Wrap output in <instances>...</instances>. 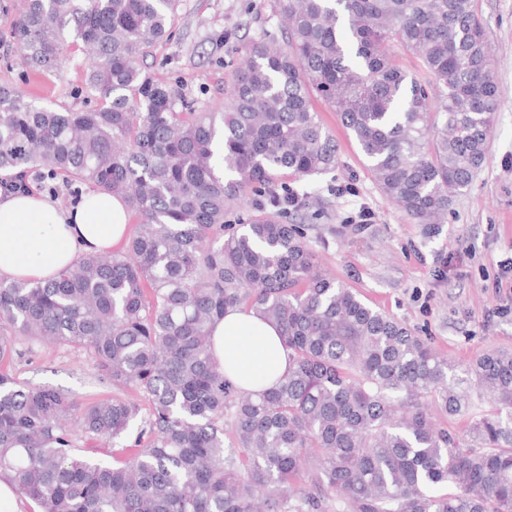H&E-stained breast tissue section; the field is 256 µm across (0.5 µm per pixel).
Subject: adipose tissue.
Instances as JSON below:
<instances>
[{
    "mask_svg": "<svg viewBox=\"0 0 512 512\" xmlns=\"http://www.w3.org/2000/svg\"><path fill=\"white\" fill-rule=\"evenodd\" d=\"M128 211L118 198L87 191L64 209L38 192L0 196V276L44 283L82 254L112 249L127 235ZM213 352L227 378L257 393L288 370L277 327L241 306L212 326Z\"/></svg>",
    "mask_w": 512,
    "mask_h": 512,
    "instance_id": "1",
    "label": "adipose tissue"
}]
</instances>
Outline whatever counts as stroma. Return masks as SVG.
<instances>
[{"label":"stroma","instance_id":"35a3bbf8","mask_svg":"<svg viewBox=\"0 0 512 512\" xmlns=\"http://www.w3.org/2000/svg\"><path fill=\"white\" fill-rule=\"evenodd\" d=\"M476 5L494 51L499 103L487 160L447 223H414L390 203L335 112L318 99L313 108L336 137L339 164L317 178L290 179L298 191L318 190L322 205L287 218L305 226L321 271L460 364L489 350H512V288L494 286L500 261L512 257V0ZM11 21L10 13L0 12V84L59 108H83L87 63L81 51L67 48L69 61L61 69L27 71L15 57ZM271 38H284L272 0H179L173 36L154 49L147 67L178 82L201 109L217 112L246 47ZM363 207L375 219L358 230L348 219ZM19 347L26 355L12 370L21 381L67 390L84 403L114 391L85 352L37 340Z\"/></svg>","mask_w":512,"mask_h":512}]
</instances>
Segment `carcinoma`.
Segmentation results:
<instances>
[{
	"instance_id": "obj_1",
	"label": "carcinoma",
	"mask_w": 512,
	"mask_h": 512,
	"mask_svg": "<svg viewBox=\"0 0 512 512\" xmlns=\"http://www.w3.org/2000/svg\"><path fill=\"white\" fill-rule=\"evenodd\" d=\"M177 6L0 0L30 68L82 44L98 99L51 109L0 85V181L64 197L85 184L136 217L125 247L45 284L0 277V477L39 512H512V350L457 366L320 273L304 225L282 220L319 204L287 177L338 165L315 98L389 201L416 224L448 219L498 107L475 0H274L284 43L247 47L222 112L143 67ZM252 197L245 222L225 223ZM244 304L291 361L258 395L212 354V324ZM22 339L89 353L121 394L83 404L27 385L7 368ZM434 403L470 417L467 434Z\"/></svg>"
}]
</instances>
